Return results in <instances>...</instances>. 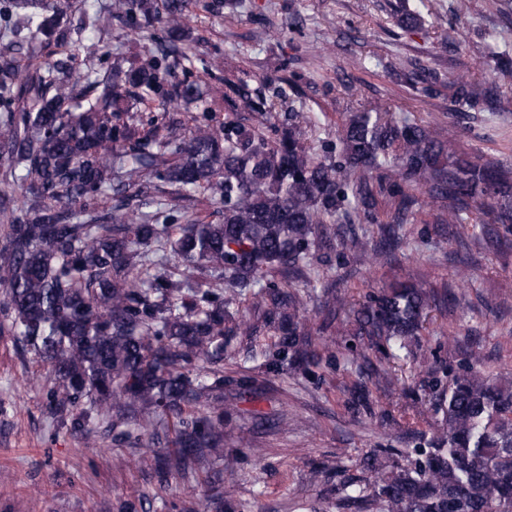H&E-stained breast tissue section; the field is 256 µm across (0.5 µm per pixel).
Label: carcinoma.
Here are the masks:
<instances>
[{
	"label": "carcinoma",
	"instance_id": "1",
	"mask_svg": "<svg viewBox=\"0 0 512 512\" xmlns=\"http://www.w3.org/2000/svg\"><path fill=\"white\" fill-rule=\"evenodd\" d=\"M397 24L425 30L429 0ZM189 0H0V335L49 370L45 408L90 439L105 429L156 449L129 465L165 482L203 457L224 462L226 337L259 329L232 310L270 271L311 267L334 224H380L400 238L418 215L461 239L475 213L512 224V165L471 155L437 123L395 119L381 100L345 87L348 118L336 155L299 123L267 135L230 112L267 111L249 85L209 87L211 60L187 28ZM81 14L75 42L65 20ZM142 42L129 59L112 47V21ZM49 44L60 57H39ZM31 59L21 76L16 54ZM399 76L431 98L437 71L401 57ZM512 63L481 80L448 82L450 112H512ZM150 100L148 118L137 104ZM449 288L398 282L354 310L352 335L393 359L418 355L424 322L448 307ZM279 369L336 359L313 347L288 286L265 293ZM431 431L399 458L373 455L371 480L341 482L356 512H512V378L479 365L411 395ZM170 442L177 451L159 447Z\"/></svg>",
	"mask_w": 512,
	"mask_h": 512
}]
</instances>
